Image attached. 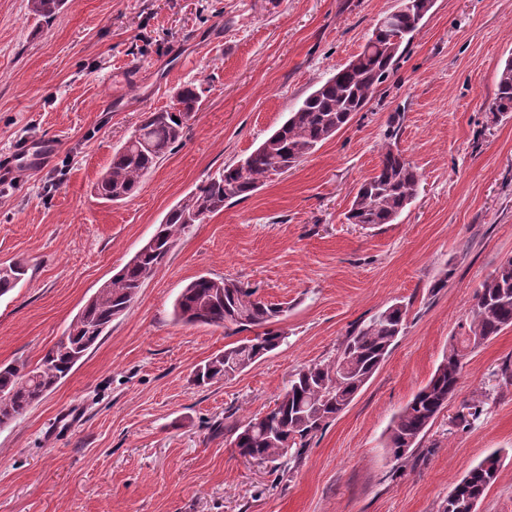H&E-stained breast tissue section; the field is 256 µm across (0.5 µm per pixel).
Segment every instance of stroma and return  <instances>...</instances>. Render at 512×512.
<instances>
[{
	"mask_svg": "<svg viewBox=\"0 0 512 512\" xmlns=\"http://www.w3.org/2000/svg\"><path fill=\"white\" fill-rule=\"evenodd\" d=\"M398 0H66L51 23L0 0V155L56 147L0 173V366H36L165 214L252 152L312 88L358 54ZM512 58V0H435L362 112L314 154L182 233L131 309L40 402L0 427V512H438L491 454L477 512H512V327L466 358L459 390L394 460L393 416L427 384L494 270L512 258V112L493 116ZM197 85L182 144L135 196L93 186L144 113ZM422 174L391 224L345 214L379 163L389 120ZM206 274L288 309L287 345L229 380L194 371L241 333L175 322ZM445 287H438L440 278ZM407 327L348 408L283 472L246 461L229 426L269 411L297 369L336 353L392 303ZM485 401L462 429L463 402ZM26 274V267L21 262L0 266V296L15 288L21 277Z\"/></svg>",
	"mask_w": 512,
	"mask_h": 512,
	"instance_id": "obj_1",
	"label": "stroma"
}]
</instances>
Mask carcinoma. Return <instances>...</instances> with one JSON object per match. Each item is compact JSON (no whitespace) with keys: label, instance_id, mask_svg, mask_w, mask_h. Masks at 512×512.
I'll return each instance as SVG.
<instances>
[{"label":"carcinoma","instance_id":"obj_1","mask_svg":"<svg viewBox=\"0 0 512 512\" xmlns=\"http://www.w3.org/2000/svg\"><path fill=\"white\" fill-rule=\"evenodd\" d=\"M66 0H28L29 12L50 23ZM433 0H400L386 24L375 26L362 50L343 68L310 91L288 113V119L244 159L224 166L195 191L180 200L152 235L156 246L135 253L87 300L60 339L36 367H0V425H8L64 379L75 364L108 331L112 321L131 306L139 290L164 264L178 236L224 210L231 201L249 197L276 165L291 168L313 154L344 128L370 101L375 89L393 72ZM200 92L187 84L174 93L167 109L146 112L128 139L113 152L112 161L95 184V194L111 203L122 202L139 190L157 163L182 141L184 130L199 109ZM495 112H512V58L499 70ZM418 168L394 143H387L377 171L359 186L346 219L351 224H392L416 196ZM26 267L21 262L0 266V296L16 287ZM287 310L256 297V290L237 282L199 275L185 285L173 305V316L185 324H206L239 331L262 332L224 348L195 374L205 386L231 378L279 348L287 333L276 327ZM407 307L394 303L353 329L340 343L336 356L303 366L274 408L231 429V444L244 458L283 466L282 459H299L309 441L336 418L368 382L405 329ZM512 327V259L502 263L479 287L461 336L452 338L448 353L429 382L394 416L386 447L403 458L425 435L436 416L455 397L468 353L503 329ZM498 455L486 457L456 484L440 512H474L473 506L495 482Z\"/></svg>","mask_w":512,"mask_h":512}]
</instances>
